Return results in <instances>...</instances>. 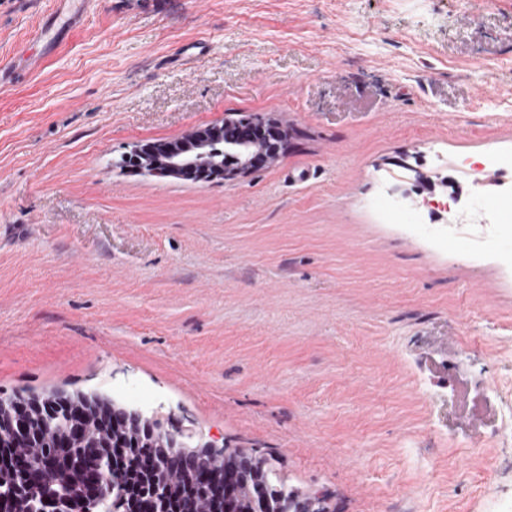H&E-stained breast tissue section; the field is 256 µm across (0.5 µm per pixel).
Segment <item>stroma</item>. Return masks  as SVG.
<instances>
[{"label": "stroma", "mask_w": 512, "mask_h": 512, "mask_svg": "<svg viewBox=\"0 0 512 512\" xmlns=\"http://www.w3.org/2000/svg\"><path fill=\"white\" fill-rule=\"evenodd\" d=\"M242 115L287 153L118 166ZM470 200L512 204V0H0V395L161 409L327 512H512V223L472 255ZM260 130L267 127L276 136L275 154L266 155L258 147L250 153H240L229 161L224 160V150L217 148L223 143L234 151L243 150L242 141L249 137L247 125L227 126L224 122L198 129L177 141L138 143L125 153L119 167L131 174L154 175L211 183L214 180L233 179L245 175L258 166L276 161L288 143V130L270 118H259ZM224 129V140L222 131ZM226 143V144H225ZM222 156V160L215 159Z\"/></svg>", "instance_id": "35a3bbf8"}]
</instances>
